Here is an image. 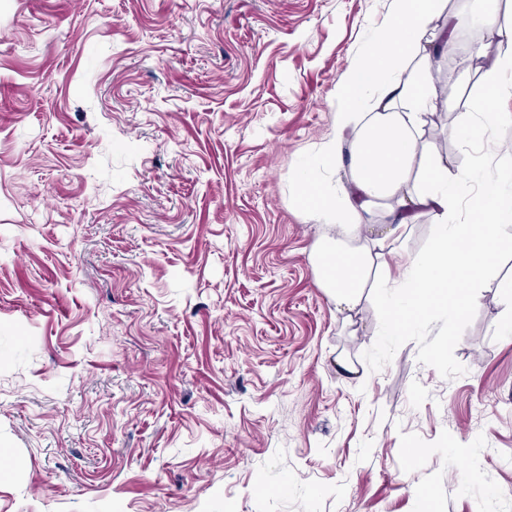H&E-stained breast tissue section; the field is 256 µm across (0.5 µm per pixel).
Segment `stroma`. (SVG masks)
I'll list each match as a JSON object with an SVG mask.
<instances>
[{
    "instance_id": "1",
    "label": "stroma",
    "mask_w": 512,
    "mask_h": 512,
    "mask_svg": "<svg viewBox=\"0 0 512 512\" xmlns=\"http://www.w3.org/2000/svg\"><path fill=\"white\" fill-rule=\"evenodd\" d=\"M393 6L0 0V512H512V259L391 336L399 284L349 324L309 258ZM431 67L436 151L505 155Z\"/></svg>"
}]
</instances>
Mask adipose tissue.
<instances>
[{"label": "adipose tissue", "instance_id": "adipose-tissue-1", "mask_svg": "<svg viewBox=\"0 0 512 512\" xmlns=\"http://www.w3.org/2000/svg\"><path fill=\"white\" fill-rule=\"evenodd\" d=\"M471 5L500 51L491 60L481 48L471 55L473 70L481 74V91L471 103V122L459 128L465 139L471 135V123L493 130L512 121L511 113L499 109L502 99L512 98V22L502 18V0H471ZM446 6L447 0H395L369 50L354 61L343 81L337 129L356 132L354 190H332L311 178L303 188L304 204L313 206L322 222L340 234L339 239L318 243L310 261L341 313L359 306L371 272L386 270L385 251L402 238L407 214L422 209L433 214L434 249L406 256L398 266L412 307L388 310L393 335L430 309L464 315L472 288L503 256L512 254V167L485 183L462 220L457 208L466 175L448 158L434 154L425 138L437 108L425 35ZM377 205L399 212L400 218L376 234L362 223L361 215ZM450 288L455 291L451 297L446 294Z\"/></svg>", "mask_w": 512, "mask_h": 512}]
</instances>
